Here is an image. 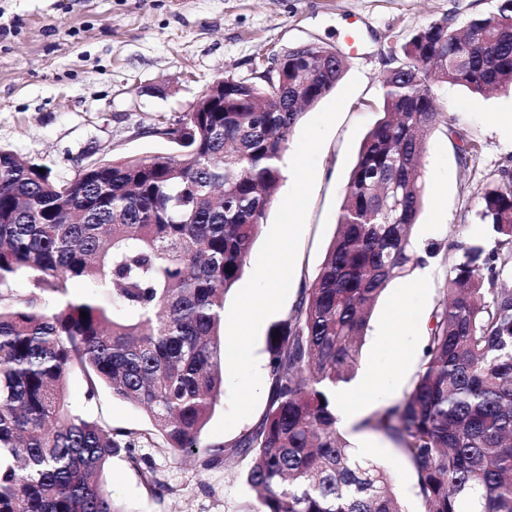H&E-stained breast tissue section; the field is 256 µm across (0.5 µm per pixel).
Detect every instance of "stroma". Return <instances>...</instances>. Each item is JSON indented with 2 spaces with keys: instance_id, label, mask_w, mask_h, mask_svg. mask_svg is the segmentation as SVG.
<instances>
[{
  "instance_id": "stroma-1",
  "label": "stroma",
  "mask_w": 512,
  "mask_h": 512,
  "mask_svg": "<svg viewBox=\"0 0 512 512\" xmlns=\"http://www.w3.org/2000/svg\"><path fill=\"white\" fill-rule=\"evenodd\" d=\"M503 0H0V146L72 178L101 157H153L173 146L153 128L176 122L214 80L251 76L272 54L304 41L340 52L343 78H359L317 160L315 186L295 263L296 286L279 312L262 325L255 356L267 360V339L310 285L336 234V221L360 144L382 106V79L395 62L393 47L430 21L463 25L496 12ZM439 101L480 145L474 171L462 167L457 141L444 126L426 137V188L413 230L421 245L441 250L478 242L477 217L487 178L512 170V92L486 99L451 84H438ZM430 277L418 285L419 268L394 280L376 304L361 348L360 366L348 383L357 392L368 375L376 389L359 416L387 406L406 391L426 345L430 315L446 277L440 258L428 259ZM81 371L70 373L68 400L84 416L113 431L139 433L136 452L171 488L154 498L139 473L113 459L103 479L120 512H250L254 495L245 480L246 459L230 445L263 415L268 392L256 408L222 435L204 430L208 445L224 446V462L204 468L201 458L174 456L155 436L139 408L99 387L86 396ZM353 446H368L414 512L413 475L383 435L349 426Z\"/></svg>"
}]
</instances>
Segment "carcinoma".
<instances>
[{
	"instance_id": "cac0c4a2",
	"label": "carcinoma",
	"mask_w": 512,
	"mask_h": 512,
	"mask_svg": "<svg viewBox=\"0 0 512 512\" xmlns=\"http://www.w3.org/2000/svg\"><path fill=\"white\" fill-rule=\"evenodd\" d=\"M324 51L288 52L273 83H224V111L184 113L168 156L103 158L61 181L0 147V512H119L100 476L121 455L155 497L169 494L135 455L137 433L70 408L73 370L88 395L104 384L143 409L174 455L223 463L202 431L224 386V297L274 201L293 128L342 78L345 61ZM401 51L336 235L268 338L266 411L232 444L249 459L251 512H404L389 473L346 440L336 390L355 376L388 284L439 254L448 274L422 363L403 397L358 428L395 444L419 512H512V174L481 197L487 243L444 254L430 244L420 257L411 243L425 134L444 125L465 168L477 153L435 86L483 97L512 84V0L460 27L433 20ZM80 281L94 291L74 296Z\"/></svg>"
}]
</instances>
